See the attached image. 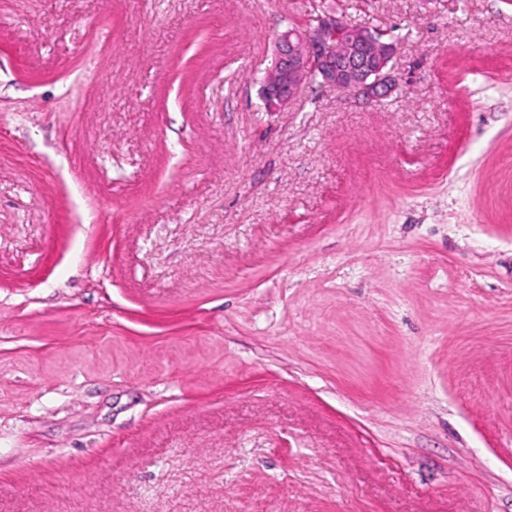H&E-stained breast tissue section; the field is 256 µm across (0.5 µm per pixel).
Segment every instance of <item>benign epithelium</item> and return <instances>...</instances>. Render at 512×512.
Masks as SVG:
<instances>
[{"mask_svg": "<svg viewBox=\"0 0 512 512\" xmlns=\"http://www.w3.org/2000/svg\"><path fill=\"white\" fill-rule=\"evenodd\" d=\"M386 36L374 27L362 32L334 12L313 27L288 28L273 42L270 78L260 91L264 105L285 110L313 71L321 73L324 87L379 102L396 87L395 47Z\"/></svg>", "mask_w": 512, "mask_h": 512, "instance_id": "obj_1", "label": "benign epithelium"}]
</instances>
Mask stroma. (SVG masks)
<instances>
[{
    "label": "stroma",
    "instance_id": "1",
    "mask_svg": "<svg viewBox=\"0 0 512 512\" xmlns=\"http://www.w3.org/2000/svg\"><path fill=\"white\" fill-rule=\"evenodd\" d=\"M322 7L0 0V512H512V0ZM348 24L336 11L313 27L292 26L277 34L270 78L260 91L267 112H281L295 101L307 76L318 71L322 85L379 102L396 87L395 47L378 28ZM269 110V111H268Z\"/></svg>",
    "mask_w": 512,
    "mask_h": 512
}]
</instances>
